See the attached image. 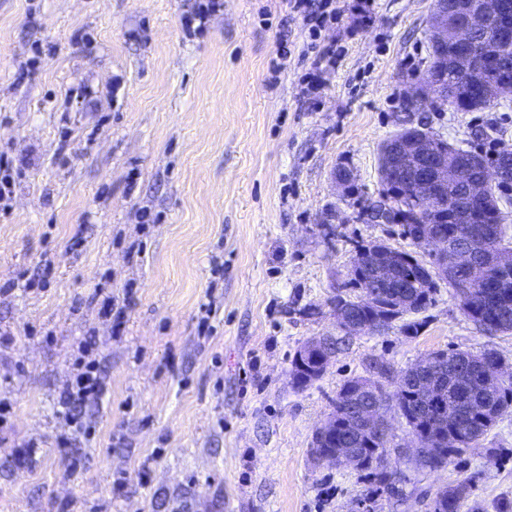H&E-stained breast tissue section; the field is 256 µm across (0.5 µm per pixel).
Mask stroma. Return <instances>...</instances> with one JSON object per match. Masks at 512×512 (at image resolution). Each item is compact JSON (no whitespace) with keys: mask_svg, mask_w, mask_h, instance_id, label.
<instances>
[{"mask_svg":"<svg viewBox=\"0 0 512 512\" xmlns=\"http://www.w3.org/2000/svg\"><path fill=\"white\" fill-rule=\"evenodd\" d=\"M193 4L0 0V153L21 173L0 215V332L13 336L0 345V512H352L357 470L311 458L345 380L440 349L491 348L512 367V335L477 328L444 283L418 335L397 320L352 336L313 385L291 383L296 351L339 333L330 300L357 246L409 247L364 213L381 144L421 123L489 159L512 150V96L473 112L408 105L434 0H374L367 25L336 0L321 43L342 55L313 98L308 33L284 0H224L189 39ZM282 33L296 54L275 79ZM37 41L52 53L18 75ZM343 167L358 195L340 192ZM139 206L159 222L138 226ZM23 273L45 286L10 289ZM102 292L126 302L120 335L97 316ZM83 343L109 393L63 450L57 400ZM384 416L401 479L373 512H427L469 476L485 512H512V413L437 471L399 458L412 431L395 406ZM31 438L43 452L16 470Z\"/></svg>","mask_w":512,"mask_h":512,"instance_id":"obj_1","label":"stroma"}]
</instances>
